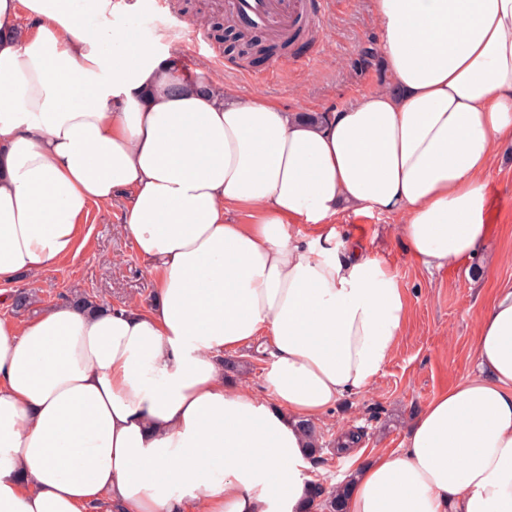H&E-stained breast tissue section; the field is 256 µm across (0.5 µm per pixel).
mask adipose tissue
I'll list each match as a JSON object with an SVG mask.
<instances>
[{
	"label": "adipose tissue",
	"instance_id": "obj_1",
	"mask_svg": "<svg viewBox=\"0 0 512 512\" xmlns=\"http://www.w3.org/2000/svg\"><path fill=\"white\" fill-rule=\"evenodd\" d=\"M117 10L0 0V287L74 256L91 206L126 190L157 288L146 308L0 319V512H300L301 423L374 383L407 314L331 221L400 217L429 271L483 256V176L512 144V0H372L390 83L316 124L216 94ZM257 342L265 398L224 382L222 356ZM476 354L404 447L353 463L345 512H512V280Z\"/></svg>",
	"mask_w": 512,
	"mask_h": 512
}]
</instances>
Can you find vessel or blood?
Masks as SVG:
<instances>
[{
  "label": "vessel or blood",
  "instance_id": "obj_1",
  "mask_svg": "<svg viewBox=\"0 0 512 512\" xmlns=\"http://www.w3.org/2000/svg\"><path fill=\"white\" fill-rule=\"evenodd\" d=\"M222 6L242 29L270 35L288 33L304 14L325 17L324 0H223Z\"/></svg>",
  "mask_w": 512,
  "mask_h": 512
}]
</instances>
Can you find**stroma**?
Returning a JSON list of instances; mask_svg holds the SVG:
<instances>
[{
  "label": "stroma",
  "instance_id": "obj_1",
  "mask_svg": "<svg viewBox=\"0 0 512 512\" xmlns=\"http://www.w3.org/2000/svg\"><path fill=\"white\" fill-rule=\"evenodd\" d=\"M173 17L161 14L116 16L114 25L135 30L145 42L161 40L189 64L215 74L217 89L258 97L288 112H330L368 92L383 79L361 51L380 34L371 0H328L325 19L313 31L307 62L284 65L268 74L266 65L227 72L197 48L190 33L211 30L217 14L211 0H170ZM491 199V232L485 259L451 264L429 273L413 259L395 217L348 211L334 220L336 244L357 240L395 275L408 310L404 331L391 359L368 390L347 394L317 421L322 450L310 468L313 478L331 486L351 470L337 453L342 432L361 433V448L402 447L413 421L442 390L476 370V335L483 308L497 283L512 278V148L486 174ZM128 192L111 206L91 207L77 254L43 271L28 284L33 311L86 293L112 307L147 306L155 298L154 279L125 230Z\"/></svg>",
  "mask_w": 512,
  "mask_h": 512
}]
</instances>
